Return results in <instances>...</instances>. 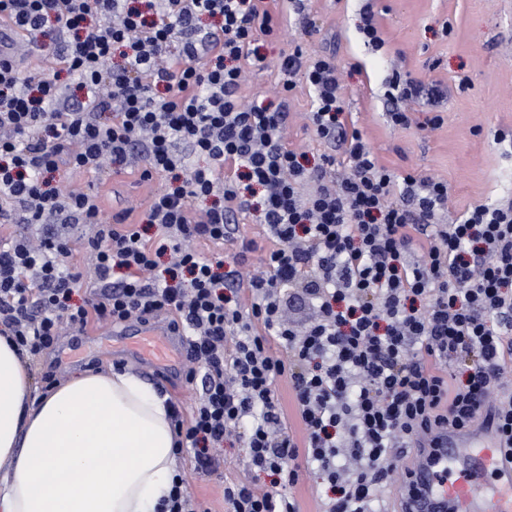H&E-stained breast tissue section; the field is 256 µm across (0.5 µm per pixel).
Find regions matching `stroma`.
I'll list each match as a JSON object with an SVG mask.
<instances>
[{
    "instance_id": "stroma-1",
    "label": "stroma",
    "mask_w": 512,
    "mask_h": 512,
    "mask_svg": "<svg viewBox=\"0 0 512 512\" xmlns=\"http://www.w3.org/2000/svg\"><path fill=\"white\" fill-rule=\"evenodd\" d=\"M267 2L279 17V34L264 43V66L245 65L238 90L243 100L257 94L277 98L276 63L294 46H301L310 57L333 52L344 87V110L383 165L447 182L453 215L512 194V153L494 141L496 130L512 128V0H308L312 23L308 31L300 17L289 12L286 0ZM368 6L385 41L378 50L365 44L359 33ZM397 58L411 78L436 84L444 92L434 108L421 101L409 103L415 125L408 129L393 127L386 117L391 104L385 97V81ZM463 78L469 82L465 90L458 87ZM310 101L303 84L286 98L289 116L284 138L316 164L329 147L305 128ZM433 109L441 113L443 124L434 130L417 129V122ZM51 180L63 189L99 193L105 217L128 211L137 220L164 185L163 178L145 182L138 173L116 174L108 165L91 175L62 167ZM112 330L108 322L65 330L59 346L44 352L40 364H58L62 382L79 371L129 367L168 394L182 413H190L202 393L201 384L186 383L180 366L143 365ZM177 459V470L186 475L190 492L212 512H224L225 483L243 481L261 487L266 482L250 468L244 448L234 440L225 442L220 452L219 474H197L190 454H178Z\"/></svg>"
}]
</instances>
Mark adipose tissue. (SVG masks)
Masks as SVG:
<instances>
[{
	"label": "adipose tissue",
	"mask_w": 512,
	"mask_h": 512,
	"mask_svg": "<svg viewBox=\"0 0 512 512\" xmlns=\"http://www.w3.org/2000/svg\"><path fill=\"white\" fill-rule=\"evenodd\" d=\"M166 395L106 367L35 397L0 336V512H160L176 473Z\"/></svg>",
	"instance_id": "1"
}]
</instances>
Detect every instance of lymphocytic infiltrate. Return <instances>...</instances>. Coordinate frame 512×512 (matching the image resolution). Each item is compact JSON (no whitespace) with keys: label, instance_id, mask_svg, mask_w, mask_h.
Masks as SVG:
<instances>
[{"label":"lymphocytic infiltrate","instance_id":"1","mask_svg":"<svg viewBox=\"0 0 512 512\" xmlns=\"http://www.w3.org/2000/svg\"><path fill=\"white\" fill-rule=\"evenodd\" d=\"M2 15L64 47L43 71L0 61V222L93 229L90 284L70 236L0 246V335L18 352L39 357L66 327L170 317L186 333V379L203 384L190 418L173 415L179 452L209 476L235 437L269 479L226 483L225 512H300L291 489L306 472L321 481L323 512H378L400 449L479 420L512 460V398L490 399L512 373L511 197L449 217L447 183L382 165L343 110L334 56L297 46L277 61L281 90H313L307 131L348 159L341 172L332 154L308 166L284 142L282 103L238 95L277 26L265 0H161L151 20L136 0H0ZM204 16L215 26L198 27ZM386 85L389 122L409 127L398 103L424 83L395 70ZM107 163L166 175L146 214L155 235L123 212L105 220L97 194L49 178ZM242 216L267 235L265 269H244L245 240L216 272L196 245L233 239ZM182 273L189 287L172 286ZM238 287L249 306L227 296ZM297 305L306 320L289 317ZM280 381L302 440L281 420Z\"/></svg>","mask_w":512,"mask_h":512}]
</instances>
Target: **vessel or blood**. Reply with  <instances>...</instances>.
<instances>
[{
	"instance_id": "vessel-or-blood-1",
	"label": "vessel or blood",
	"mask_w": 512,
	"mask_h": 512,
	"mask_svg": "<svg viewBox=\"0 0 512 512\" xmlns=\"http://www.w3.org/2000/svg\"><path fill=\"white\" fill-rule=\"evenodd\" d=\"M170 328L143 325L134 348L167 366L179 357ZM410 483L399 512H512V467L501 464L497 440L479 433L441 431L410 453Z\"/></svg>"
}]
</instances>
